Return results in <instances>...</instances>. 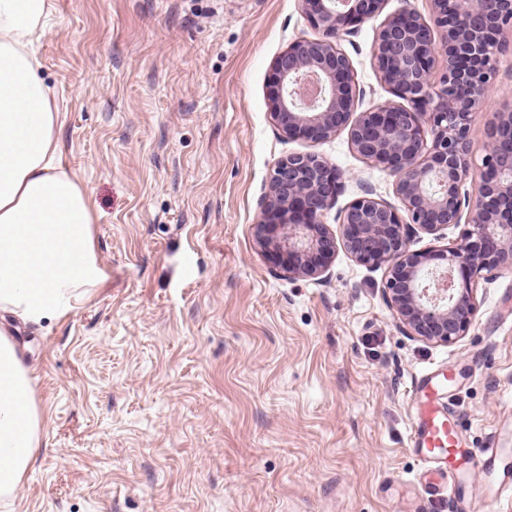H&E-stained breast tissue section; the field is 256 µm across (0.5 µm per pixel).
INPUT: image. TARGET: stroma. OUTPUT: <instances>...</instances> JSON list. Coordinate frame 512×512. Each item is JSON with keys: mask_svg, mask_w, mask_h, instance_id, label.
<instances>
[{"mask_svg": "<svg viewBox=\"0 0 512 512\" xmlns=\"http://www.w3.org/2000/svg\"><path fill=\"white\" fill-rule=\"evenodd\" d=\"M52 3L34 50L105 280L14 336L44 424L0 512H401L420 471L411 391L439 365L455 371L471 447L512 423V269L482 274L468 333L446 345L398 325L385 268L341 246L327 282L289 279L257 243L271 172L292 153L342 173L334 232L362 186L400 204L347 132L311 142L274 125L272 61L321 36L298 0ZM379 25L341 42L363 111L395 99L373 65ZM494 84L472 116L476 167L512 90V39Z\"/></svg>", "mask_w": 512, "mask_h": 512, "instance_id": "35a3bbf8", "label": "stroma"}]
</instances>
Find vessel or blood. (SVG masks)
Here are the masks:
<instances>
[{"instance_id": "obj_1", "label": "vessel or blood", "mask_w": 512, "mask_h": 512, "mask_svg": "<svg viewBox=\"0 0 512 512\" xmlns=\"http://www.w3.org/2000/svg\"><path fill=\"white\" fill-rule=\"evenodd\" d=\"M451 379V374L440 368L427 369L417 378L406 446L422 466L423 493L447 512H467L473 468H480L486 476L484 492L492 498L512 491V473L499 468L507 452L501 431L492 432L483 447L471 448L465 443L458 392Z\"/></svg>"}]
</instances>
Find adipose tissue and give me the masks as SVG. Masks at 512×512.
I'll list each match as a JSON object with an SVG mask.
<instances>
[{"label": "adipose tissue", "mask_w": 512, "mask_h": 512, "mask_svg": "<svg viewBox=\"0 0 512 512\" xmlns=\"http://www.w3.org/2000/svg\"><path fill=\"white\" fill-rule=\"evenodd\" d=\"M47 0H0V311L58 319L104 279L84 188L63 167L51 90L29 48ZM40 418L32 379L0 324V496L34 467Z\"/></svg>", "instance_id": "1"}]
</instances>
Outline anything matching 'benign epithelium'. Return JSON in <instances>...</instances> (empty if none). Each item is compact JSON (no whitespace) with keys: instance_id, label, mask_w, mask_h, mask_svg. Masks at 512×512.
<instances>
[{"instance_id":"7a95c632","label":"benign epithelium","mask_w":512,"mask_h":512,"mask_svg":"<svg viewBox=\"0 0 512 512\" xmlns=\"http://www.w3.org/2000/svg\"><path fill=\"white\" fill-rule=\"evenodd\" d=\"M319 39L290 43L273 61L271 118L291 139L318 141L345 130L366 163L394 177L398 209L365 194L344 211V246L359 263L388 270L385 292L399 322L427 341L451 344L475 314L476 279L512 267V106L496 112L477 173L468 159L473 112L492 88L493 58L512 37V0H431L433 22L405 9L380 25L372 58L405 105L357 111L361 90L342 35L383 10L385 0H300ZM439 85L430 72L438 53ZM341 172L315 153L279 160L261 199L255 236L283 259L290 277L316 281L335 259L336 234L322 222ZM476 190L463 191L467 180ZM468 215V229L444 249L413 253V226L434 234Z\"/></svg>"}]
</instances>
